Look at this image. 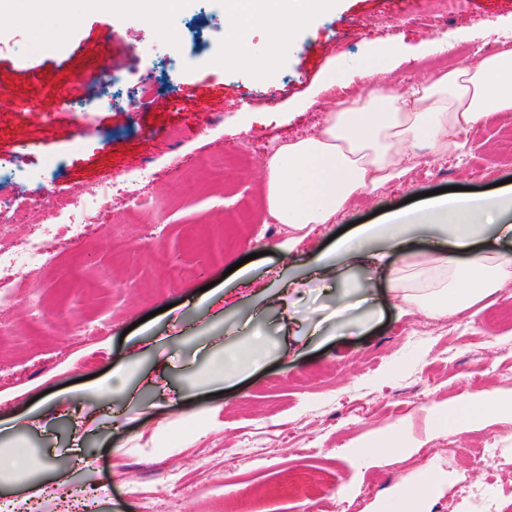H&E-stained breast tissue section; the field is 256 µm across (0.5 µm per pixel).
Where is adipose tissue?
<instances>
[{
	"instance_id": "1",
	"label": "adipose tissue",
	"mask_w": 512,
	"mask_h": 512,
	"mask_svg": "<svg viewBox=\"0 0 512 512\" xmlns=\"http://www.w3.org/2000/svg\"><path fill=\"white\" fill-rule=\"evenodd\" d=\"M335 0H313L310 9L289 13L283 0H236L224 7V63L252 60L251 31L264 35L256 78L277 68L296 32ZM496 112H512V47L476 62L439 72L404 93L361 92L332 112L319 134L280 146L268 162L265 197L270 216L286 225L285 248H296L302 230L331 222L356 195L374 193L403 175L421 147L442 155L460 154L463 135ZM497 225L512 236V189L489 194L460 193L437 197L388 214L379 224H361L337 241L335 253L376 271L383 256L375 241L399 252L389 282L401 300L426 314L460 311L512 281V255L474 251L458 258L447 251L430 255L406 252L419 229L428 228L442 242L464 247ZM489 412L512 416V400L483 390L466 403L449 402L441 419L463 433Z\"/></svg>"
}]
</instances>
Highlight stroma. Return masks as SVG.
<instances>
[{
	"mask_svg": "<svg viewBox=\"0 0 512 512\" xmlns=\"http://www.w3.org/2000/svg\"><path fill=\"white\" fill-rule=\"evenodd\" d=\"M428 9L429 0H339L258 80L248 64L218 61L220 0H181L193 40L162 37L146 22L143 0L94 8L62 0L51 12L38 0H12L0 18V165L18 177L1 181L0 195H77L151 156L149 200L162 207L151 213L141 202L117 201L84 240L65 245L41 281L14 270L15 299L0 312L9 329L0 337V420L17 426L29 463L11 497H0V512H304L297 486L321 492L314 512H336L334 487L349 512H402V495L432 470L442 481L427 512H466L463 485L495 494L500 512H512V473L495 462L512 455V417L485 415L467 433L439 418L445 402L484 389L512 399V284L473 308L433 317L399 300L386 276L370 289L366 271L349 267L354 306L340 318L336 296L310 275L331 236L355 221L377 223L379 209L443 187L483 192L512 178V112L471 131L465 159L425 151L401 179L353 199L292 257L278 249L288 235L283 224L261 221L249 225L248 241L231 240L233 219L265 203L269 157L328 119L329 71L351 78L352 95L372 85L405 91L447 63L429 53L430 42L465 46L449 62L458 66L512 37V0H462L441 27L421 24ZM14 15L28 18L38 51L12 44ZM384 16L404 23L382 25ZM112 32L128 53L120 66L126 87L80 112L88 96L75 80L98 76ZM387 41L398 43L402 63L367 74L365 63ZM175 52L193 57L191 68L152 107L131 108L128 94L161 80ZM48 99L54 110H45ZM218 112L224 121L216 125ZM175 153L244 160L229 164L223 185L199 186L170 166ZM125 219L137 227L113 237L112 224ZM210 237L228 238L223 261L214 260ZM151 242L176 258L178 279L151 265ZM241 260L242 278L231 270ZM36 290L38 310L28 303ZM285 290L289 321L262 299ZM256 334L269 350L259 365L218 388L193 383ZM127 362L128 393L93 396L96 380ZM50 393L70 398L63 418L47 412ZM397 427L415 444L411 456H350L351 440L370 443Z\"/></svg>",
	"mask_w": 512,
	"mask_h": 512,
	"instance_id": "obj_1",
	"label": "stroma"
}]
</instances>
